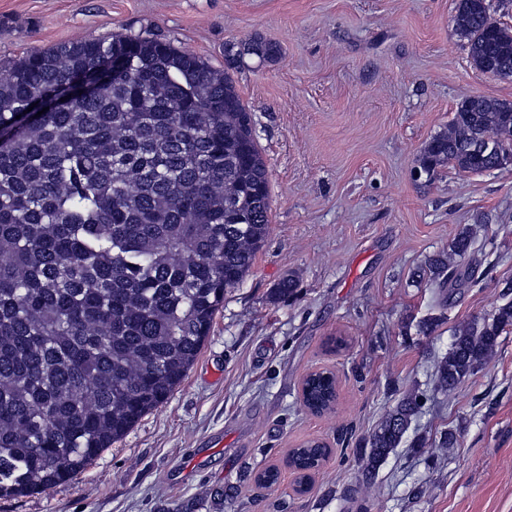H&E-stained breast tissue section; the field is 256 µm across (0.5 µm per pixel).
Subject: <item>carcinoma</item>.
<instances>
[{
	"mask_svg": "<svg viewBox=\"0 0 512 512\" xmlns=\"http://www.w3.org/2000/svg\"><path fill=\"white\" fill-rule=\"evenodd\" d=\"M471 63L512 71V26L485 27L482 0H457ZM261 59L256 37L227 55ZM66 108H27L112 61ZM512 101L469 97L421 150L418 170L489 173L512 165ZM270 182L252 117L229 73L159 38L77 39L35 50L0 76V497L72 479L187 376L224 294L248 275L269 233ZM469 230L431 261L438 287L475 282ZM512 301L459 325L437 367L453 392L497 354ZM307 404L334 399L309 382ZM424 395L400 399L360 448L370 478L402 441ZM316 439L293 468L323 456Z\"/></svg>",
	"mask_w": 512,
	"mask_h": 512,
	"instance_id": "1",
	"label": "carcinoma"
}]
</instances>
